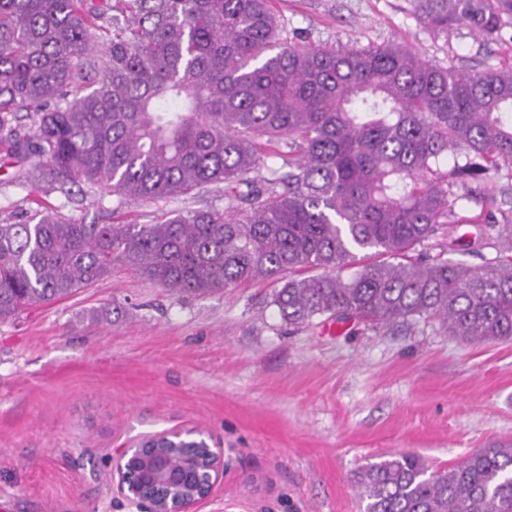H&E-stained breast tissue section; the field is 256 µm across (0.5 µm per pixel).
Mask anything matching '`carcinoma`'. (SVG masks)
<instances>
[{"label": "carcinoma", "mask_w": 512, "mask_h": 512, "mask_svg": "<svg viewBox=\"0 0 512 512\" xmlns=\"http://www.w3.org/2000/svg\"><path fill=\"white\" fill-rule=\"evenodd\" d=\"M411 2L437 33L493 42L512 23V0ZM281 32L273 0H0V143L19 178L148 201L212 186L226 200L154 224L1 223V320L122 265L194 296L269 281L290 325L436 318L463 342L512 340V244L479 267L410 256L445 224L496 228L486 180L512 171V68ZM456 182L483 183L467 195L478 214L456 212ZM367 251L381 260L359 264ZM357 487L363 512H512V445L437 472L394 454Z\"/></svg>", "instance_id": "carcinoma-1"}]
</instances>
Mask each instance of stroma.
<instances>
[{
    "mask_svg": "<svg viewBox=\"0 0 512 512\" xmlns=\"http://www.w3.org/2000/svg\"><path fill=\"white\" fill-rule=\"evenodd\" d=\"M284 35L335 47L396 42L445 65L512 67V27L483 42L435 33L410 0H275ZM0 158V222L58 212L86 224H151L169 211L223 208L202 191L119 204L15 183ZM479 266L499 240L451 225L418 249ZM263 281L205 296L123 267L64 299L0 322V501L10 512H131L110 460L145 436L209 432L226 468L196 512H361L355 474L409 451L434 470L512 442V341L463 343L438 322L375 331L325 319L294 326Z\"/></svg>",
    "mask_w": 512,
    "mask_h": 512,
    "instance_id": "stroma-1",
    "label": "stroma"
}]
</instances>
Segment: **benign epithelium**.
I'll return each instance as SVG.
<instances>
[{
  "mask_svg": "<svg viewBox=\"0 0 512 512\" xmlns=\"http://www.w3.org/2000/svg\"><path fill=\"white\" fill-rule=\"evenodd\" d=\"M175 439L191 444L212 437L196 428L172 430L163 436H149L113 457L112 489L135 512H193L223 478L224 449L215 444L207 446L209 457L198 488L191 487L188 479L169 473L158 449Z\"/></svg>",
  "mask_w": 512,
  "mask_h": 512,
  "instance_id": "benign-epithelium-1",
  "label": "benign epithelium"
}]
</instances>
